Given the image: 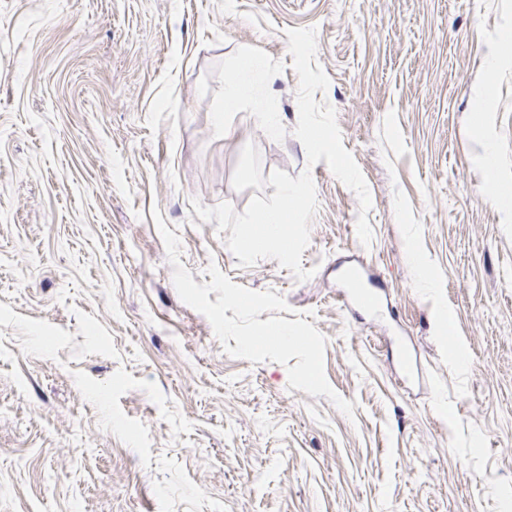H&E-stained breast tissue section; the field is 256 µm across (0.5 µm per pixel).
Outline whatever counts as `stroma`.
Wrapping results in <instances>:
<instances>
[{
  "label": "stroma",
  "instance_id": "1",
  "mask_svg": "<svg viewBox=\"0 0 512 512\" xmlns=\"http://www.w3.org/2000/svg\"><path fill=\"white\" fill-rule=\"evenodd\" d=\"M298 27L366 246L294 134ZM510 32L512 0H0V512H512ZM245 51L278 133L214 125ZM249 143L263 175L312 174L309 280L240 267L192 206L273 194L232 186ZM156 209L196 283L213 263L307 314L353 416L224 352Z\"/></svg>",
  "mask_w": 512,
  "mask_h": 512
}]
</instances>
